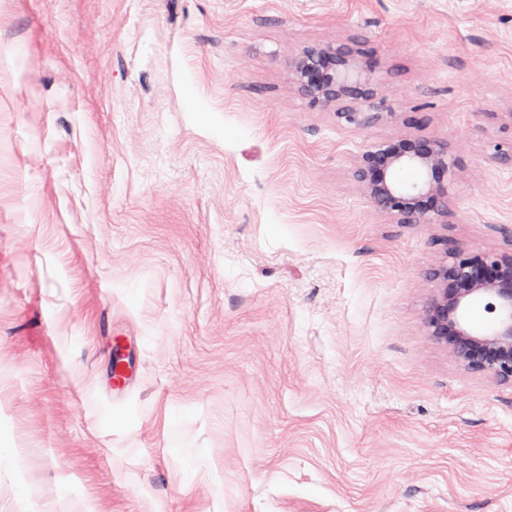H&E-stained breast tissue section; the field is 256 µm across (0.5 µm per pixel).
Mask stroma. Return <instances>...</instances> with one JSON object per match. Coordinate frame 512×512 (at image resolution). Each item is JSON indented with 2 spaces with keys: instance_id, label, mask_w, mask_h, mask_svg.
<instances>
[{
  "instance_id": "obj_1",
  "label": "stroma",
  "mask_w": 512,
  "mask_h": 512,
  "mask_svg": "<svg viewBox=\"0 0 512 512\" xmlns=\"http://www.w3.org/2000/svg\"><path fill=\"white\" fill-rule=\"evenodd\" d=\"M349 44L363 129L289 74ZM400 137L447 223L356 181ZM509 145L512 0H0V512H512V380L427 330ZM408 166L422 169L420 182L404 185L397 180V171ZM452 166L442 141L400 138L363 153L355 177L381 213L399 224H427L434 218L447 221Z\"/></svg>"
}]
</instances>
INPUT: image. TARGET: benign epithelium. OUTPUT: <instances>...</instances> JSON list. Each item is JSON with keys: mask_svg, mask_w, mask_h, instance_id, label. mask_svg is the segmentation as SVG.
Wrapping results in <instances>:
<instances>
[{"mask_svg": "<svg viewBox=\"0 0 512 512\" xmlns=\"http://www.w3.org/2000/svg\"><path fill=\"white\" fill-rule=\"evenodd\" d=\"M293 83L313 103L334 106L337 116L356 127H370L386 116L384 105L352 48L310 47L293 67ZM422 169L418 183L397 180L403 167ZM448 147L436 139L400 138L362 154L357 181L378 211L399 224H427L448 218ZM436 296L427 318L429 335L449 346L469 370L512 379V256L456 253L433 273ZM497 314L489 331L471 318L478 299Z\"/></svg>", "mask_w": 512, "mask_h": 512, "instance_id": "benign-epithelium-1", "label": "benign epithelium"}]
</instances>
